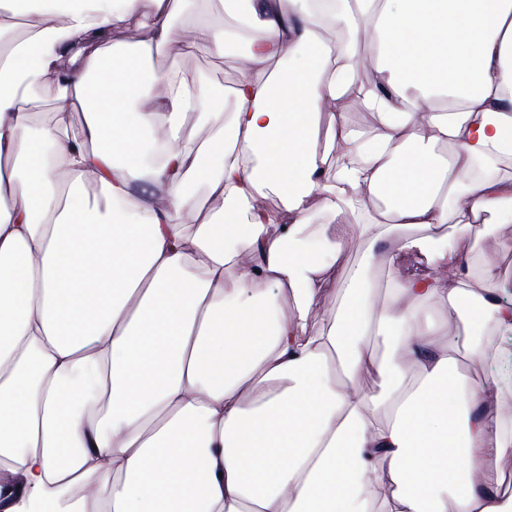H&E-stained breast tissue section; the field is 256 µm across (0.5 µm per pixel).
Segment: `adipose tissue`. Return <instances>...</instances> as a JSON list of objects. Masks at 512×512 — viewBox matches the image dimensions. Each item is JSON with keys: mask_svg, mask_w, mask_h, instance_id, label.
Masks as SVG:
<instances>
[{"mask_svg": "<svg viewBox=\"0 0 512 512\" xmlns=\"http://www.w3.org/2000/svg\"><path fill=\"white\" fill-rule=\"evenodd\" d=\"M180 2L0 0V512H512V479L484 474L512 455L503 380L459 366L503 358L512 303L450 236L512 223V0H225L250 32L229 112L221 88L149 66L233 38L174 31ZM342 25L347 45L322 39ZM354 87L372 135L342 118ZM157 127L171 150L151 162ZM335 152L350 167L327 170ZM197 185L218 202L204 220ZM316 198L359 220L310 248ZM349 237L366 250L340 274ZM391 240L452 279L376 302ZM436 311L475 336L464 353L436 345Z\"/></svg>", "mask_w": 512, "mask_h": 512, "instance_id": "obj_1", "label": "adipose tissue"}]
</instances>
